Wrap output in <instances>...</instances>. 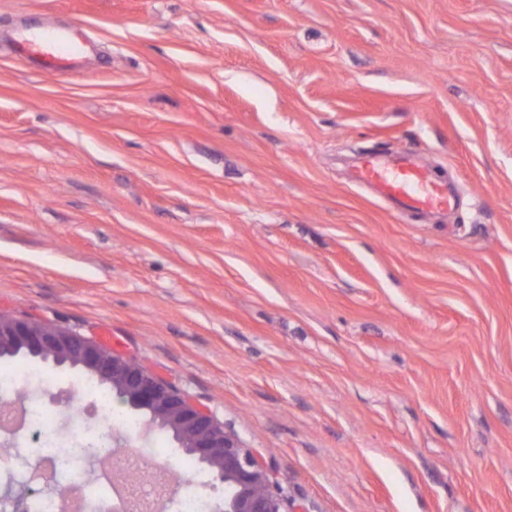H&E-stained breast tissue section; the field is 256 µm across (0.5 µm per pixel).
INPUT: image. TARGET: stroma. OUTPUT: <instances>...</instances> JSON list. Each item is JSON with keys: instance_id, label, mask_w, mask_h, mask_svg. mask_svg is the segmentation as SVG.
Here are the masks:
<instances>
[{"instance_id": "stroma-1", "label": "stroma", "mask_w": 512, "mask_h": 512, "mask_svg": "<svg viewBox=\"0 0 512 512\" xmlns=\"http://www.w3.org/2000/svg\"><path fill=\"white\" fill-rule=\"evenodd\" d=\"M83 25L52 76L12 41ZM455 184L399 217L365 152ZM105 343L295 512H512V0H0V313ZM41 368L53 440L87 375Z\"/></svg>"}]
</instances>
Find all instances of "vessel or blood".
<instances>
[{
	"instance_id": "b4317fda",
	"label": "vessel or blood",
	"mask_w": 512,
	"mask_h": 512,
	"mask_svg": "<svg viewBox=\"0 0 512 512\" xmlns=\"http://www.w3.org/2000/svg\"><path fill=\"white\" fill-rule=\"evenodd\" d=\"M82 51L81 31L77 28L66 34L49 30L25 34L14 46L17 57L38 58L44 70L58 73L72 71ZM356 178L372 186L402 212L443 209L451 205L447 189L431 177L428 169L417 165L407 155L387 167L374 159H365Z\"/></svg>"
}]
</instances>
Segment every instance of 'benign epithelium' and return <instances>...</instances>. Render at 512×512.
Returning a JSON list of instances; mask_svg holds the SVG:
<instances>
[{
	"mask_svg": "<svg viewBox=\"0 0 512 512\" xmlns=\"http://www.w3.org/2000/svg\"><path fill=\"white\" fill-rule=\"evenodd\" d=\"M17 352L59 367L84 370L112 387L147 424L169 432L180 453L195 458L224 485V512H284L283 498L261 454L239 445L224 426L133 360L70 332L0 315V355ZM33 490L7 495L13 512H27Z\"/></svg>",
	"mask_w": 512,
	"mask_h": 512,
	"instance_id": "7a95c632",
	"label": "benign epithelium"
}]
</instances>
